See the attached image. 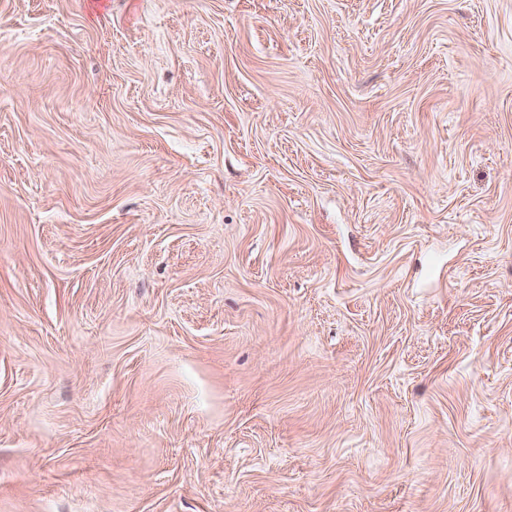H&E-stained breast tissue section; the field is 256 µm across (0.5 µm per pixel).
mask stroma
<instances>
[{"label":"stroma","instance_id":"stroma-1","mask_svg":"<svg viewBox=\"0 0 512 512\" xmlns=\"http://www.w3.org/2000/svg\"><path fill=\"white\" fill-rule=\"evenodd\" d=\"M0 512H512V0H0Z\"/></svg>","mask_w":512,"mask_h":512}]
</instances>
